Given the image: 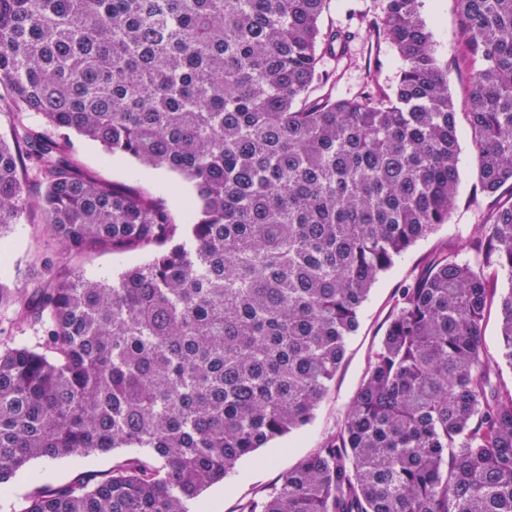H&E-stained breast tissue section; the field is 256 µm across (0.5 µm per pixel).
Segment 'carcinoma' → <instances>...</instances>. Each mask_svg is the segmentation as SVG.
<instances>
[{"label": "carcinoma", "instance_id": "cac0c4a2", "mask_svg": "<svg viewBox=\"0 0 512 512\" xmlns=\"http://www.w3.org/2000/svg\"><path fill=\"white\" fill-rule=\"evenodd\" d=\"M330 2L0 0V112L42 121L0 138V240L34 214L62 260L151 251L110 280L42 261L39 341L0 353V492L34 459L126 453L22 512H192L312 421L378 278L449 222L460 129L421 0L369 22L396 84L340 99ZM460 5L471 257H428L338 429L241 512H512V0ZM74 136L191 181L184 222ZM500 311L498 300H494L488 309L483 324V343L489 354L497 356L501 346V337L499 336Z\"/></svg>", "mask_w": 512, "mask_h": 512}]
</instances>
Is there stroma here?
Segmentation results:
<instances>
[{"label":"stroma","instance_id":"35a3bbf8","mask_svg":"<svg viewBox=\"0 0 512 512\" xmlns=\"http://www.w3.org/2000/svg\"><path fill=\"white\" fill-rule=\"evenodd\" d=\"M421 13L428 22L437 54L448 64V86L462 132L460 182L450 221L433 236L419 241L372 288L361 312L360 328L349 340L344 363L330 382L312 423L243 458L234 474L203 493L197 505L199 512H240L244 502L274 489L284 473L335 431L381 344L399 289L413 277L427 255L440 248L462 245L471 224L478 218L481 207L473 200L475 151L466 133L470 65L462 53L460 5L458 0H422ZM401 66L399 55L390 43L358 33L349 42L346 57L337 68L333 94L347 98L359 93L372 70L382 86H392L398 80ZM75 146L76 157L84 166L107 180L164 200L173 216H180L182 202L195 195L192 183L175 173L146 168L121 155L105 157L98 145L81 139L76 140ZM46 235L44 225L23 223L15 225L6 237L9 254L6 264L0 265V283L16 301L8 306L0 305V351L20 343L32 346L39 340V324L20 320L19 305L37 300L45 286L36 251ZM148 257L145 251L127 254L96 251L78 259L77 264L87 277L103 279ZM122 457V452H109L99 455L90 465L77 457L33 460L23 476L12 483L8 496L0 502V512H20L35 487L63 486L85 477L90 470L98 475L107 473Z\"/></svg>","mask_w":512,"mask_h":512}]
</instances>
